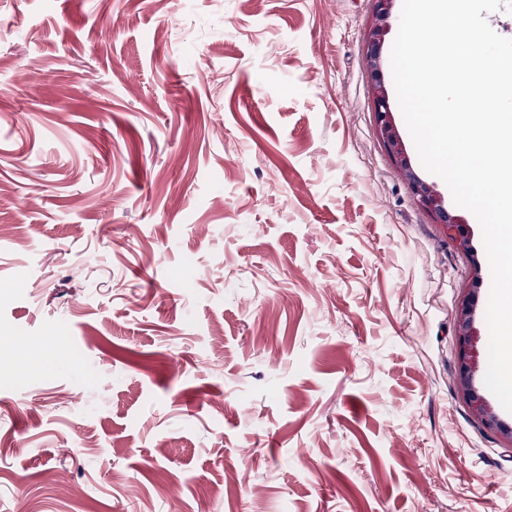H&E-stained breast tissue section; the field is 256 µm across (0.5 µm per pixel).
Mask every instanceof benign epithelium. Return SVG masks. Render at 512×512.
Returning a JSON list of instances; mask_svg holds the SVG:
<instances>
[{
    "mask_svg": "<svg viewBox=\"0 0 512 512\" xmlns=\"http://www.w3.org/2000/svg\"><path fill=\"white\" fill-rule=\"evenodd\" d=\"M394 2L395 0H375L373 20L365 33L367 65L375 76L371 93L379 136L393 159L396 170L412 188L421 207L430 213L437 223L444 225L448 237L459 248L470 251L472 247L468 234L465 232V219L463 216L449 211L444 198L434 186L420 178L409 160L403 140L392 120L389 96L380 77V68L381 49L390 30ZM476 306L477 296L471 293L461 300L456 315L454 332L458 347V387L468 401L474 418L484 428L497 431L512 442V426L507 427L499 420L493 407L474 385V377L479 370V361L475 352Z\"/></svg>",
    "mask_w": 512,
    "mask_h": 512,
    "instance_id": "7a95c632",
    "label": "benign epithelium"
}]
</instances>
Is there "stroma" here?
I'll list each match as a JSON object with an SVG mask.
<instances>
[{"instance_id":"35a3bbf8","label":"stroma","mask_w":512,"mask_h":512,"mask_svg":"<svg viewBox=\"0 0 512 512\" xmlns=\"http://www.w3.org/2000/svg\"><path fill=\"white\" fill-rule=\"evenodd\" d=\"M373 11L0 0V512H512L482 230L378 138ZM396 0H375L373 20L365 33L367 65L374 74L371 88L372 107L376 112L378 132L386 150L393 159L400 176L412 188L421 207L430 213L438 224H443L448 237L461 249L472 252L466 221L463 216L448 210L444 198L434 186L423 181L406 153L403 140L392 120L387 89L380 77L381 49L390 30V18ZM476 306L477 296L473 290L461 300L456 315L454 332L458 347V387L468 401L474 418L484 428L503 434L512 443V426L506 427L499 420L493 407L474 385V377L479 370V361L474 349L477 336Z\"/></svg>"}]
</instances>
